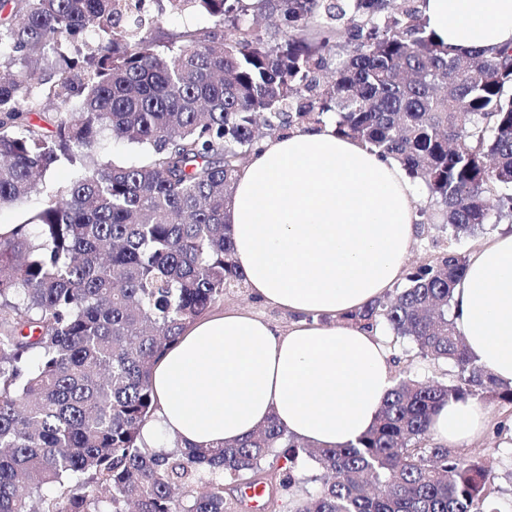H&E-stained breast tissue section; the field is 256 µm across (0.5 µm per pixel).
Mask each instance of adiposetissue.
<instances>
[{
  "label": "adipose tissue",
  "mask_w": 512,
  "mask_h": 512,
  "mask_svg": "<svg viewBox=\"0 0 512 512\" xmlns=\"http://www.w3.org/2000/svg\"><path fill=\"white\" fill-rule=\"evenodd\" d=\"M420 8L455 52L512 46V0H421ZM420 201L398 161L338 135L334 122L263 140L236 176L225 220L246 288L292 322L283 330L227 310L186 327L152 370L157 408L145 443H233L273 416L303 443L356 442L394 385L393 359L378 331L348 316L402 280ZM453 296L471 354L512 383V230L472 252ZM486 419L478 400L451 401L430 432L439 444H461Z\"/></svg>",
  "instance_id": "ef3b65f1"
}]
</instances>
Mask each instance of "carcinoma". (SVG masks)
<instances>
[{"instance_id":"1","label":"carcinoma","mask_w":512,"mask_h":512,"mask_svg":"<svg viewBox=\"0 0 512 512\" xmlns=\"http://www.w3.org/2000/svg\"><path fill=\"white\" fill-rule=\"evenodd\" d=\"M155 2L0 0V64L22 63L0 78V209L45 197L0 236V512H236L259 484L271 512H500L496 476L434 443L430 421L451 400L512 405L448 314L468 265L456 243L512 215V47L453 54L417 0ZM165 2L213 26L162 38ZM262 13L284 18L283 41L250 21ZM49 50L58 80L38 67ZM45 101L48 132L30 121ZM329 118L422 184L416 224L448 225L404 287L350 319L457 379L397 380L355 444H304L272 417L233 446L147 447L156 360L244 285L224 220L243 159ZM108 132L147 160L92 152ZM60 162L77 171L66 186L45 181ZM302 455L322 476L300 497Z\"/></svg>"}]
</instances>
